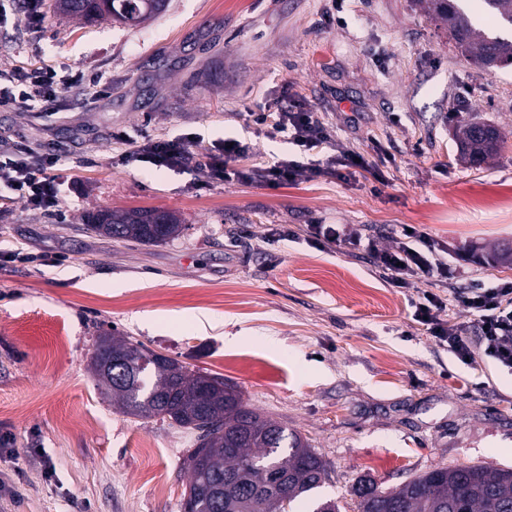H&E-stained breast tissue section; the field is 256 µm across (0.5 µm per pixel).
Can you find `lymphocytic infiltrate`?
Wrapping results in <instances>:
<instances>
[{
    "label": "lymphocytic infiltrate",
    "instance_id": "lymphocytic-infiltrate-1",
    "mask_svg": "<svg viewBox=\"0 0 512 512\" xmlns=\"http://www.w3.org/2000/svg\"><path fill=\"white\" fill-rule=\"evenodd\" d=\"M63 83V78L52 69H0V107L16 110L38 103L50 104ZM250 118L254 125L285 134L294 149L288 158L276 161L257 175L236 168L237 159L249 150L247 144L236 139L216 141L200 154L196 151L195 138L188 135L147 138L132 143L124 159L159 170L192 169L211 182L250 181L257 177L271 188L295 182L301 176L337 175L344 169L368 167L367 161L358 160L356 153H333L330 127L317 113L299 105L278 112L268 109L254 112ZM316 150L321 153L317 159L312 156ZM60 159L59 150L52 142L37 150L1 149L0 187H6L29 208L57 210L62 200L61 183L52 170ZM370 254L374 265L387 271L396 287H408L412 280L422 277L443 285L448 282V261L438 254L434 241L422 230L402 233L393 249L374 248ZM457 298L466 312L465 318L442 320L440 313L445 304L440 294L433 292L424 294L414 316L460 361L470 362L480 354L497 366L512 370V283L489 286L474 281Z\"/></svg>",
    "mask_w": 512,
    "mask_h": 512
}]
</instances>
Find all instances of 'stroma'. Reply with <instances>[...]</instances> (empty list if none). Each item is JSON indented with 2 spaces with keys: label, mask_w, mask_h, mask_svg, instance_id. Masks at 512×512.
Returning a JSON list of instances; mask_svg holds the SVG:
<instances>
[{
  "label": "stroma",
  "mask_w": 512,
  "mask_h": 512,
  "mask_svg": "<svg viewBox=\"0 0 512 512\" xmlns=\"http://www.w3.org/2000/svg\"><path fill=\"white\" fill-rule=\"evenodd\" d=\"M54 3L35 30L0 18V66L99 76L108 93L75 86L47 112L0 110V143L60 145L63 182L55 214L0 199V244L61 259L0 258V433L14 437L0 478L23 494L0 512H182L195 439L102 393L90 358L112 330L224 377L298 433L325 466L318 496L340 512H356L364 477L389 491L437 467H512V372L462 363L415 321L431 281L394 287L367 250L305 238L311 224L363 225L387 250L409 225L432 236L457 286L512 282V266L476 252L512 243V67H476L413 0H170L136 26L69 19ZM292 101L370 171L270 189L121 159L127 141L193 134L246 143L240 169L271 165L290 146L249 115ZM467 119L504 141L478 169L454 142ZM104 208L165 209L184 230L116 243L85 228ZM280 225L297 239L265 243ZM1 257H7L9 261L20 264H34L39 266H54L58 263L57 256H48L44 254H35L22 249H1Z\"/></svg>",
  "instance_id": "1"
}]
</instances>
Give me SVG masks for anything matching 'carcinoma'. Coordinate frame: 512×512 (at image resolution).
Returning a JSON list of instances; mask_svg holds the SVG:
<instances>
[{
	"mask_svg": "<svg viewBox=\"0 0 512 512\" xmlns=\"http://www.w3.org/2000/svg\"><path fill=\"white\" fill-rule=\"evenodd\" d=\"M56 0L57 10L86 22L112 20L129 26L163 13L168 0ZM503 29L512 30V0H480ZM443 23L455 47L483 69L512 66V38L479 30L464 0H414ZM462 160L483 164L497 155L502 138L492 124L463 121L455 131ZM96 235L141 244L179 235L175 214L159 209L101 210L88 217ZM98 386L122 412L137 418L161 417L195 435L188 458L193 498L187 512H289L299 496L318 488L325 476L319 455L279 422L248 407L221 376L196 373L143 344L104 333L91 361ZM272 473L288 483L272 486ZM358 512H512V469L483 466L439 467L382 491L367 479L353 489Z\"/></svg>",
	"mask_w": 512,
	"mask_h": 512,
	"instance_id": "carcinoma-1",
	"label": "carcinoma"
}]
</instances>
